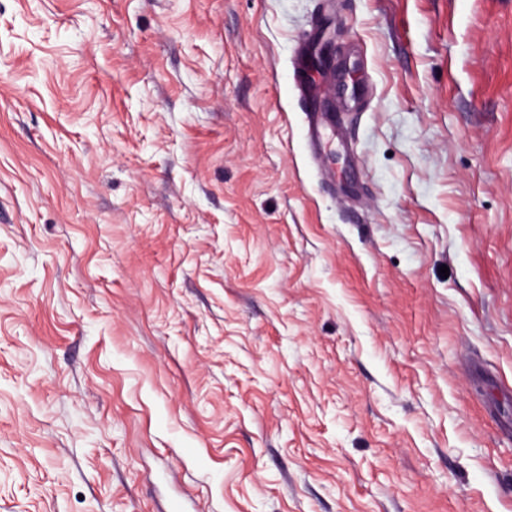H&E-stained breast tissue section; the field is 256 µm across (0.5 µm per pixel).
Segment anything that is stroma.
<instances>
[{"mask_svg":"<svg viewBox=\"0 0 512 512\" xmlns=\"http://www.w3.org/2000/svg\"><path fill=\"white\" fill-rule=\"evenodd\" d=\"M0 512H512V0H0Z\"/></svg>","mask_w":512,"mask_h":512,"instance_id":"stroma-1","label":"stroma"}]
</instances>
